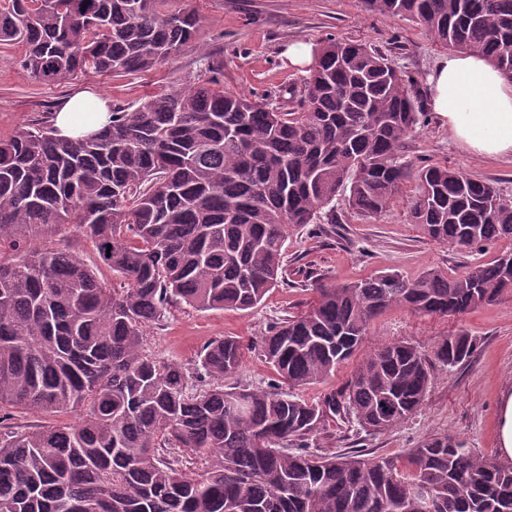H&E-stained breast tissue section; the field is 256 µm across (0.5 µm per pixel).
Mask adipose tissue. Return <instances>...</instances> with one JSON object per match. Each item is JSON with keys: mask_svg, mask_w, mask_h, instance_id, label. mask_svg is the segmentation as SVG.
<instances>
[{"mask_svg": "<svg viewBox=\"0 0 512 512\" xmlns=\"http://www.w3.org/2000/svg\"><path fill=\"white\" fill-rule=\"evenodd\" d=\"M427 106L465 151L483 158H512V80L484 57L452 53L428 78ZM110 102L80 92L61 100L55 126L63 138L99 130Z\"/></svg>", "mask_w": 512, "mask_h": 512, "instance_id": "ef3b65f1", "label": "adipose tissue"}]
</instances>
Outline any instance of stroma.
<instances>
[{
	"label": "stroma",
	"instance_id": "stroma-1",
	"mask_svg": "<svg viewBox=\"0 0 512 512\" xmlns=\"http://www.w3.org/2000/svg\"><path fill=\"white\" fill-rule=\"evenodd\" d=\"M170 6L198 18V35L172 59L145 72L80 75L46 84L18 65L19 49L0 46V138L46 118L63 98L83 89L100 92L113 106L127 107L193 85L208 74L225 90L252 94L285 110L291 104L290 89L302 88L308 73L307 68L291 66L285 56L288 45L296 41L316 48L329 37L366 44L410 72L422 90L446 54L415 23L367 12L361 0H170ZM407 152L418 165H447L490 179L503 197L512 198V160H489L461 150L433 113H426L408 138ZM332 206L334 231H325L320 224L291 230L284 258L287 282L271 290L257 307L199 311L183 303L172 305L163 318L144 327V353L158 361H177L191 374L202 346L215 338L235 336L243 344V359L238 371L225 379V386L272 387L277 377L261 355L259 340L284 318L308 309L314 294L304 286L306 276L347 284L387 270L410 278L431 269L459 275L471 262L492 261L505 248L498 242L465 252L427 239L418 225L410 223L401 195L373 219L357 215L340 197ZM460 330L474 338L473 356L452 370L434 367L418 411L378 433L363 431L352 418H336L312 438V450L341 455L364 449L373 456H386L447 434L488 461L505 465L497 452L496 417L499 394L512 383V295L448 318L390 308L372 323L369 335L335 375L306 386L300 395L309 402L323 401L343 387L359 361L382 343L404 341L428 354L438 339Z\"/></svg>",
	"mask_w": 512,
	"mask_h": 512
}]
</instances>
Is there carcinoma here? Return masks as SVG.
I'll return each instance as SVG.
<instances>
[{
	"label": "carcinoma",
	"instance_id": "1",
	"mask_svg": "<svg viewBox=\"0 0 512 512\" xmlns=\"http://www.w3.org/2000/svg\"><path fill=\"white\" fill-rule=\"evenodd\" d=\"M168 4L0 0V45L21 47L20 66L43 82L144 72L197 35V18ZM363 4L512 75V0ZM425 112L414 76L328 38L288 111L213 77L114 108L85 137L40 122L0 139V409L76 414L0 433V512H420L421 486L433 512H512V467L448 435L386 458L309 447L338 415L377 432L415 413L431 363L451 370L474 353L467 332L439 339L431 360L383 343L344 390L319 403L296 393L334 375L390 308L451 317L511 293L512 248L460 276L310 280L308 310L261 338L273 390L224 388L242 362L235 337L201 348L193 387L180 363L142 352L143 328L175 303L257 306L285 282L288 229L336 223L322 209L338 196L372 218L409 185V218L428 238L467 252L512 242V199L490 181L408 159ZM71 231L120 287L73 250L39 245ZM183 450L209 461L204 473L178 467Z\"/></svg>",
	"mask_w": 512,
	"mask_h": 512
}]
</instances>
